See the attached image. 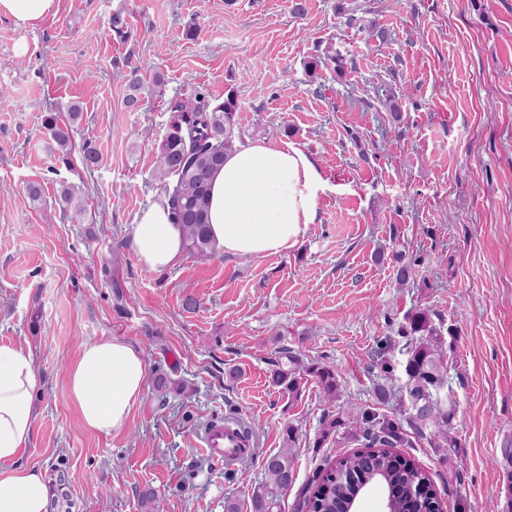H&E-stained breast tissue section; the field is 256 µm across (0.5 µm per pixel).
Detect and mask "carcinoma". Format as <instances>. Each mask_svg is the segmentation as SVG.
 Returning a JSON list of instances; mask_svg holds the SVG:
<instances>
[{
  "instance_id": "1",
  "label": "carcinoma",
  "mask_w": 512,
  "mask_h": 512,
  "mask_svg": "<svg viewBox=\"0 0 512 512\" xmlns=\"http://www.w3.org/2000/svg\"><path fill=\"white\" fill-rule=\"evenodd\" d=\"M237 109L233 93L218 104L212 103L204 89L186 101L175 100L170 106L172 119L158 147L155 174L164 182L170 220L181 226L187 249L200 260H208L217 252L209 225L211 187L224 165V154L234 149ZM81 112V106L73 103L64 120L48 113L43 121L45 135L62 150L70 147ZM405 335L415 337V342L405 367L408 408L404 419L420 433L430 427L441 432L456 414V401L446 390L442 337L423 311L410 317ZM272 366L273 383L291 400L299 399L302 381L308 377L317 382L329 401L341 396L336 369L330 365L306 364L294 351L284 348ZM401 429V424L382 421L365 406L324 415L316 445L332 436L359 440L370 452L340 455L320 470L323 491L304 498L306 512H345L364 479L374 474L388 493L392 512H434L435 500L418 491L419 484L431 483L428 473L415 461L401 463L389 453L403 440ZM284 431L286 447L263 459V479L251 495L249 512H281V496L294 483L292 445L297 428L289 422Z\"/></svg>"
}]
</instances>
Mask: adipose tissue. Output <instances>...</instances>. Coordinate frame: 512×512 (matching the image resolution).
I'll return each mask as SVG.
<instances>
[{
	"label": "adipose tissue",
	"mask_w": 512,
	"mask_h": 512,
	"mask_svg": "<svg viewBox=\"0 0 512 512\" xmlns=\"http://www.w3.org/2000/svg\"><path fill=\"white\" fill-rule=\"evenodd\" d=\"M320 184L313 160L294 144L258 140L228 152L213 179L210 207L212 236L222 254L255 257L295 248L316 221ZM132 247L152 271L179 264L186 242L165 203L141 212L132 228ZM147 376L141 353L126 342L108 338L87 344L67 370L69 397L83 427L104 435L122 429ZM41 387L31 354L0 346V512H49L43 476L20 461L33 435L34 398Z\"/></svg>",
	"instance_id": "adipose-tissue-1"
}]
</instances>
